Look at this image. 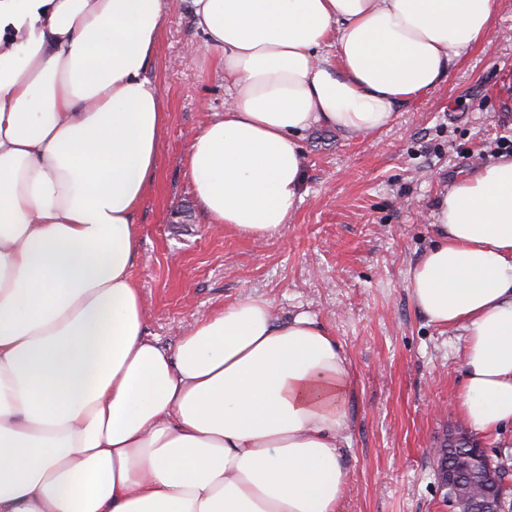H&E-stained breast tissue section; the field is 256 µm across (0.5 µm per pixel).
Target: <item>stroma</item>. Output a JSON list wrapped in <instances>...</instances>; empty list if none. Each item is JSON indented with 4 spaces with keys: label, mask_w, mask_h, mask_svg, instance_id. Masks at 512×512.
I'll return each instance as SVG.
<instances>
[{
    "label": "stroma",
    "mask_w": 512,
    "mask_h": 512,
    "mask_svg": "<svg viewBox=\"0 0 512 512\" xmlns=\"http://www.w3.org/2000/svg\"><path fill=\"white\" fill-rule=\"evenodd\" d=\"M496 26L380 133L307 132L302 201L282 231L255 238L209 224L194 195L188 149L224 109V67L181 0L166 3L146 75L169 119L131 265L147 335L174 347L196 318L247 294L272 300L280 318L306 313L324 325L355 378L339 512H448L432 450L461 423L465 338L416 310L407 273L434 239L441 194L512 142V0H498Z\"/></svg>",
    "instance_id": "stroma-1"
}]
</instances>
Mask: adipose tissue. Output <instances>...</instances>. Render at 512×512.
Wrapping results in <instances>:
<instances>
[{
	"label": "adipose tissue",
	"instance_id": "obj_1",
	"mask_svg": "<svg viewBox=\"0 0 512 512\" xmlns=\"http://www.w3.org/2000/svg\"><path fill=\"white\" fill-rule=\"evenodd\" d=\"M230 103L192 139L211 224L262 237L315 128L377 134L495 33L497 0H185ZM163 0H0V512H338L352 379L310 315L245 295L146 334L136 212L168 123ZM335 47L328 55L327 47ZM410 270L463 330L466 428L512 426V155L458 180Z\"/></svg>",
	"mask_w": 512,
	"mask_h": 512
}]
</instances>
